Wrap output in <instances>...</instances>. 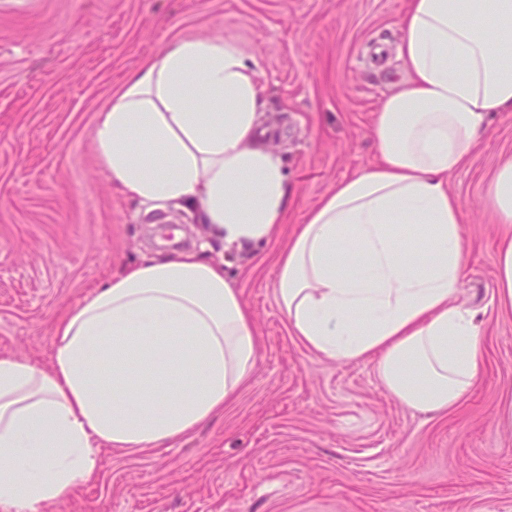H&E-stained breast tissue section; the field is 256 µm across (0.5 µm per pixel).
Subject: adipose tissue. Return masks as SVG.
Here are the masks:
<instances>
[{
    "label": "adipose tissue",
    "mask_w": 512,
    "mask_h": 512,
    "mask_svg": "<svg viewBox=\"0 0 512 512\" xmlns=\"http://www.w3.org/2000/svg\"><path fill=\"white\" fill-rule=\"evenodd\" d=\"M398 56L374 120L378 162L307 213L275 294L314 353L372 360L402 405L443 412L485 357L455 302L466 253L448 179L488 113L512 112V0H410ZM257 67L235 41L182 38L128 74L95 128L112 185L193 214L226 246L270 239L290 188ZM54 336L50 372L0 358V512L66 503L100 446L154 448L209 421L259 358L238 288L194 252L128 268Z\"/></svg>",
    "instance_id": "adipose-tissue-1"
}]
</instances>
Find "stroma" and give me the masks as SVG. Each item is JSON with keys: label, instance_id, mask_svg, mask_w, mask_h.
<instances>
[{"label": "stroma", "instance_id": "35a3bbf8", "mask_svg": "<svg viewBox=\"0 0 512 512\" xmlns=\"http://www.w3.org/2000/svg\"><path fill=\"white\" fill-rule=\"evenodd\" d=\"M408 0H0V358L50 371L54 327L148 258L159 226L224 268L253 314L261 357L234 401L181 439L97 451L94 476L42 512H512V307L492 255L511 231L485 201L512 155V112L490 113L448 180L468 263L457 302L486 346L468 395L421 413L374 362H338L294 336L275 259L308 209L377 158L372 122ZM238 42L258 62L292 192L284 224L224 250L187 213L146 212L112 185L94 132L125 77L186 37Z\"/></svg>", "mask_w": 512, "mask_h": 512}]
</instances>
